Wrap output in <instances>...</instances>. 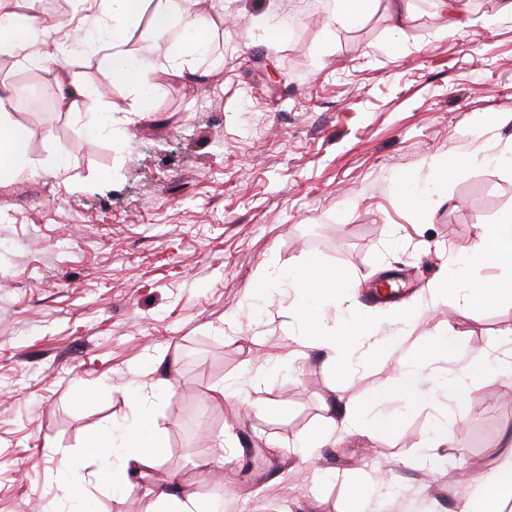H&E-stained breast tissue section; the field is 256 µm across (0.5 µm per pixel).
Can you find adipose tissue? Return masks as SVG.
Returning a JSON list of instances; mask_svg holds the SVG:
<instances>
[{
  "instance_id": "ef3b65f1",
  "label": "adipose tissue",
  "mask_w": 512,
  "mask_h": 512,
  "mask_svg": "<svg viewBox=\"0 0 512 512\" xmlns=\"http://www.w3.org/2000/svg\"><path fill=\"white\" fill-rule=\"evenodd\" d=\"M39 0H28L25 13H13L7 26L0 27V53L22 54L29 64L45 66L58 62L48 29L35 24ZM193 0H99L95 13L84 15L80 23L83 38L92 50L101 52L102 62L114 80L125 83L149 101L160 89L158 78L178 74L205 54L208 45L203 37L211 26L210 17L192 9ZM149 20L152 41L163 43L165 52L157 60L137 59L130 45V32L141 18ZM37 166L28 153V134L5 114H0V177H13ZM476 255L486 263L512 266V214L498 223L481 226L475 242ZM289 286L308 330L304 343L321 348L329 361L341 369L360 363L385 373L382 395L407 402L420 398L419 378L435 362L448 358L450 347L444 337L422 336L408 346L399 340L375 336L369 323L359 317H344L346 299L342 293V274L322 267L316 260L300 261L289 274ZM489 377H512V354L489 356L478 353L474 361L457 376L452 389L463 397L468 382ZM375 422L377 414L367 411L355 399H348L316 432L310 447L336 446L349 434L357 420ZM162 443L138 420L127 423L119 434L95 432L84 441V453L98 460L91 471L74 467L68 457H61L60 467L67 471L78 488L88 486L101 491H125L131 475L149 476L156 468ZM474 494L461 512H504L512 501V452L498 455L494 468L477 474Z\"/></svg>"
}]
</instances>
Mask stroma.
<instances>
[{"label": "stroma", "instance_id": "35a3bbf8", "mask_svg": "<svg viewBox=\"0 0 512 512\" xmlns=\"http://www.w3.org/2000/svg\"><path fill=\"white\" fill-rule=\"evenodd\" d=\"M500 0H469L460 31L412 0L402 30L392 0L354 25H329V0H197L213 14L196 76H162L146 112L99 56L72 58L78 81L119 110L87 131L57 97L55 71L0 55V70L39 85L45 107L12 113L33 172L0 181V512H55L62 452L121 429L138 409L125 386L153 390L170 486L220 512H348L341 475L381 476L372 512H460L475 473L512 435V384L436 388L512 335V301L465 310L434 291L473 247L477 227L512 212V21ZM275 9L287 37L267 43L254 18ZM66 144L58 168L45 158ZM468 164L446 177L456 160ZM413 191L404 199L395 181ZM346 274L378 337L392 304L365 292L409 283L413 333L447 337L448 360L422 374V400L380 399L379 376L341 373L300 347L286 275L302 256ZM173 392H165L168 380ZM236 382L240 397L216 403ZM355 397L383 422L333 448L294 453ZM287 405L282 418L262 404ZM448 446L418 463L436 426ZM275 447L251 465L250 449ZM464 465H457V458ZM160 487L94 495L95 512H152Z\"/></svg>", "mask_w": 512, "mask_h": 512}]
</instances>
